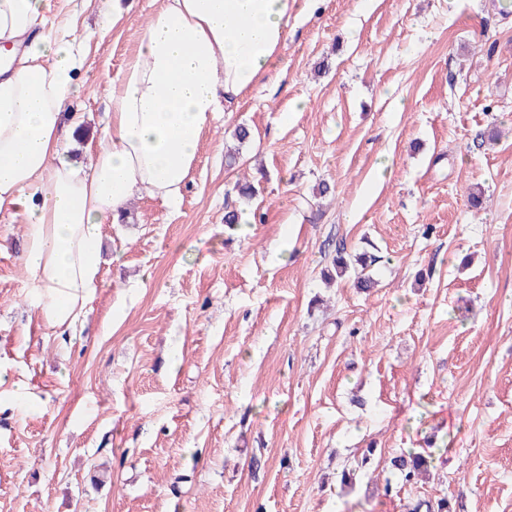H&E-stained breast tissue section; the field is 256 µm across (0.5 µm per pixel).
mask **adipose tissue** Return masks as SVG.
<instances>
[{
  "label": "adipose tissue",
  "instance_id": "ef3b65f1",
  "mask_svg": "<svg viewBox=\"0 0 512 512\" xmlns=\"http://www.w3.org/2000/svg\"><path fill=\"white\" fill-rule=\"evenodd\" d=\"M319 0H162L108 93L106 141L89 167L68 147L66 111L83 58L44 31L45 0H0V210L21 215L32 308L52 335L85 316L101 267V228L141 193L177 203L201 134L223 105L275 91L290 24Z\"/></svg>",
  "mask_w": 512,
  "mask_h": 512
}]
</instances>
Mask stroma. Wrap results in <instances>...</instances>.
Wrapping results in <instances>:
<instances>
[{"mask_svg": "<svg viewBox=\"0 0 512 512\" xmlns=\"http://www.w3.org/2000/svg\"><path fill=\"white\" fill-rule=\"evenodd\" d=\"M96 2L46 14L85 59L86 142L161 0L112 22ZM283 65L274 93L218 113L177 204L144 193L103 225L75 335L27 306L25 226L0 211V370L36 396L0 392V512H407L444 494L512 512V10L325 0ZM256 178L261 222L225 224ZM340 244L376 255L370 291L325 284ZM431 440L448 449L429 479L385 496L391 457Z\"/></svg>", "mask_w": 512, "mask_h": 512, "instance_id": "obj_1", "label": "stroma"}]
</instances>
